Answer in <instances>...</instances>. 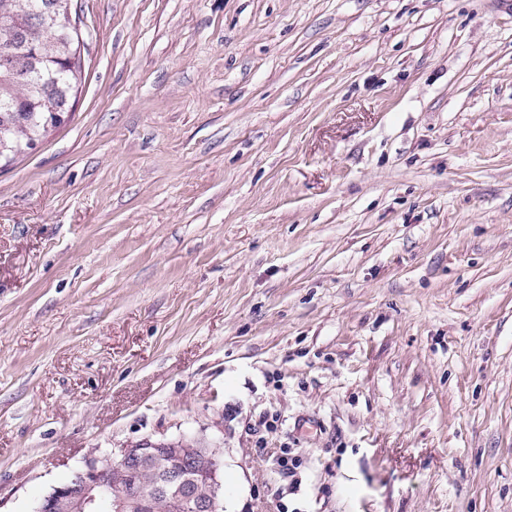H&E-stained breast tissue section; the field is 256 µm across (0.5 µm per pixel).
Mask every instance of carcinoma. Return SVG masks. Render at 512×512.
Listing matches in <instances>:
<instances>
[{"label":"carcinoma","mask_w":512,"mask_h":512,"mask_svg":"<svg viewBox=\"0 0 512 512\" xmlns=\"http://www.w3.org/2000/svg\"><path fill=\"white\" fill-rule=\"evenodd\" d=\"M34 0H0V137L5 149L0 162L6 164L25 152L30 144L42 140L52 128L47 119L54 113H66L81 79V59L72 36V0H55L57 8L47 19L51 36L29 26ZM28 28V46L9 40V33ZM24 60L29 76L17 78L14 63Z\"/></svg>","instance_id":"obj_1"}]
</instances>
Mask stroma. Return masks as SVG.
Returning a JSON list of instances; mask_svg holds the SVG:
<instances>
[{"label":"stroma","mask_w":512,"mask_h":512,"mask_svg":"<svg viewBox=\"0 0 512 512\" xmlns=\"http://www.w3.org/2000/svg\"><path fill=\"white\" fill-rule=\"evenodd\" d=\"M73 4L0 168V512L179 438L227 512H512V0Z\"/></svg>","instance_id":"stroma-1"}]
</instances>
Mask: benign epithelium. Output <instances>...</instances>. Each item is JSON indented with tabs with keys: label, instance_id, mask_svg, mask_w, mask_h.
<instances>
[{
	"label": "benign epithelium",
	"instance_id": "obj_1",
	"mask_svg": "<svg viewBox=\"0 0 512 512\" xmlns=\"http://www.w3.org/2000/svg\"><path fill=\"white\" fill-rule=\"evenodd\" d=\"M223 459L213 448L181 439L146 442L130 448L91 452L75 478L55 486L36 512H99L105 495H112V512H169L177 504L191 512H217ZM151 471L150 486L135 475Z\"/></svg>",
	"mask_w": 512,
	"mask_h": 512
}]
</instances>
